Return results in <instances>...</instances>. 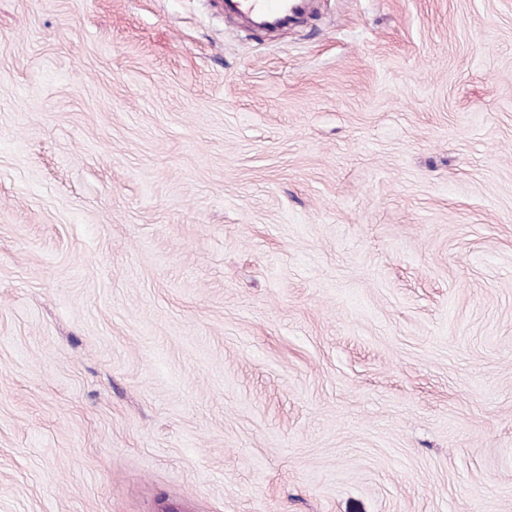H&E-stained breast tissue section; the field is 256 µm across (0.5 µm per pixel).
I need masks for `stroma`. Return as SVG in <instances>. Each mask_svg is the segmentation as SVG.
Returning <instances> with one entry per match:
<instances>
[{
	"label": "stroma",
	"mask_w": 512,
	"mask_h": 512,
	"mask_svg": "<svg viewBox=\"0 0 512 512\" xmlns=\"http://www.w3.org/2000/svg\"><path fill=\"white\" fill-rule=\"evenodd\" d=\"M0 512H512V0H0ZM232 2L224 12L228 24L236 21L237 17L247 15L263 24L283 26L289 23L302 9L305 0H226Z\"/></svg>",
	"instance_id": "1"
}]
</instances>
